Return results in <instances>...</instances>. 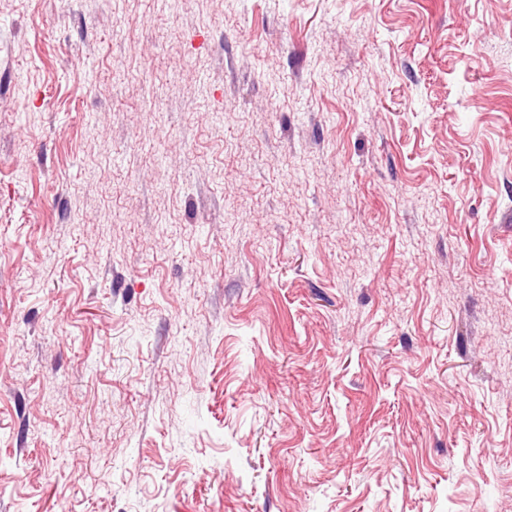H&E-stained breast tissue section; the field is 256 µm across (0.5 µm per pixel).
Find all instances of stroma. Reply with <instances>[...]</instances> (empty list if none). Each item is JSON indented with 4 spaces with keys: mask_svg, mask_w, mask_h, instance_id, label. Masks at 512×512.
<instances>
[{
    "mask_svg": "<svg viewBox=\"0 0 512 512\" xmlns=\"http://www.w3.org/2000/svg\"><path fill=\"white\" fill-rule=\"evenodd\" d=\"M0 512H512V0H0Z\"/></svg>",
    "mask_w": 512,
    "mask_h": 512,
    "instance_id": "35a3bbf8",
    "label": "stroma"
}]
</instances>
